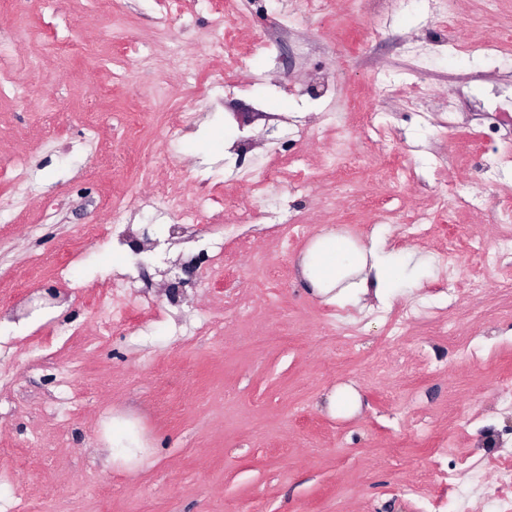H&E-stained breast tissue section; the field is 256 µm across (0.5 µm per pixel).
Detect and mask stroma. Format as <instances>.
Wrapping results in <instances>:
<instances>
[{"instance_id":"35a3bbf8","label":"stroma","mask_w":512,"mask_h":512,"mask_svg":"<svg viewBox=\"0 0 512 512\" xmlns=\"http://www.w3.org/2000/svg\"><path fill=\"white\" fill-rule=\"evenodd\" d=\"M166 8L112 0L104 17L97 0L44 10L0 0V58L11 72L0 90V160L23 153L29 183L18 195L0 182V373L9 375L0 382V512H419L425 498L452 496L440 465L468 489L467 512H490L470 468L512 457V409L497 399L498 382L512 378V323L499 321L512 259L479 272L476 325L438 294L437 246L457 225L493 244L498 190L481 181L486 212L453 216L433 238L406 240L374 211L424 204L442 173L477 175L485 159L471 116L512 94V53L449 47L432 0H333L321 14L298 11L296 0H244L245 19L224 46L244 66L241 86L200 96L174 58L201 74L218 66L208 43L224 26V0H178L168 22ZM89 74L108 94L88 95ZM374 74L402 94L373 89ZM185 108L195 125L166 142L168 120ZM364 111L387 121L388 150L367 140ZM331 112L342 116L336 133ZM336 136L363 165L330 171L322 151ZM276 147L280 179L235 212L216 209L200 233L148 205L112 221L116 197L164 192L169 166L191 186L234 192ZM292 153L315 192H290ZM377 162L394 172L412 164L420 182L377 184ZM346 181L366 207L325 213L322 193ZM267 210L303 219V235L265 223ZM87 224L104 227L90 243ZM328 229L378 241L401 264L385 301L330 305L300 283V257ZM145 231L157 247L113 267L125 235ZM239 237L250 247L229 277L166 296L174 264L203 249L233 252ZM410 247L429 265H408ZM66 251L74 261L63 274ZM124 277L130 323L101 331L97 316ZM47 291L64 312L42 321L29 310L18 333L10 302ZM233 298L244 311H230ZM422 299L428 318L391 339L390 314ZM448 321L459 328L453 342L440 334ZM257 322L276 341L243 343ZM346 387L356 409L330 411L326 396ZM123 432L142 443L136 459L118 444Z\"/></svg>"}]
</instances>
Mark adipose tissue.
Segmentation results:
<instances>
[{
  "mask_svg": "<svg viewBox=\"0 0 512 512\" xmlns=\"http://www.w3.org/2000/svg\"><path fill=\"white\" fill-rule=\"evenodd\" d=\"M303 279L327 303H361L365 296L382 297L400 269L384 255L378 242L349 246L342 235H318L301 258Z\"/></svg>",
  "mask_w": 512,
  "mask_h": 512,
  "instance_id": "adipose-tissue-1",
  "label": "adipose tissue"
}]
</instances>
